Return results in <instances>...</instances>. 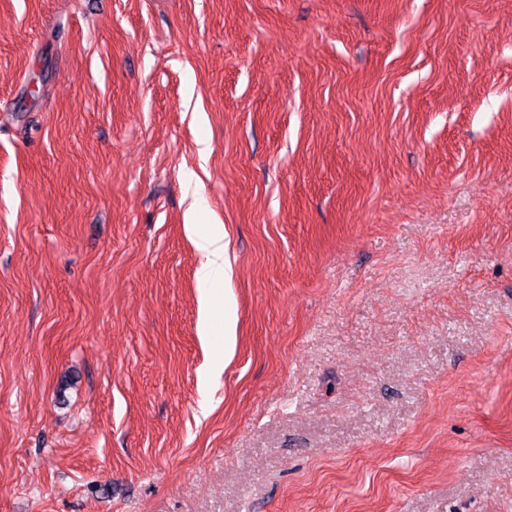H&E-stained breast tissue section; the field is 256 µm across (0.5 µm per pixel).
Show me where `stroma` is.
<instances>
[{"label": "stroma", "instance_id": "obj_1", "mask_svg": "<svg viewBox=\"0 0 512 512\" xmlns=\"http://www.w3.org/2000/svg\"><path fill=\"white\" fill-rule=\"evenodd\" d=\"M0 512H512V0H0ZM195 241L203 260L200 264L199 275L202 282H209L217 278L224 277V230L221 226H216L212 231L205 235H197Z\"/></svg>", "mask_w": 512, "mask_h": 512}]
</instances>
